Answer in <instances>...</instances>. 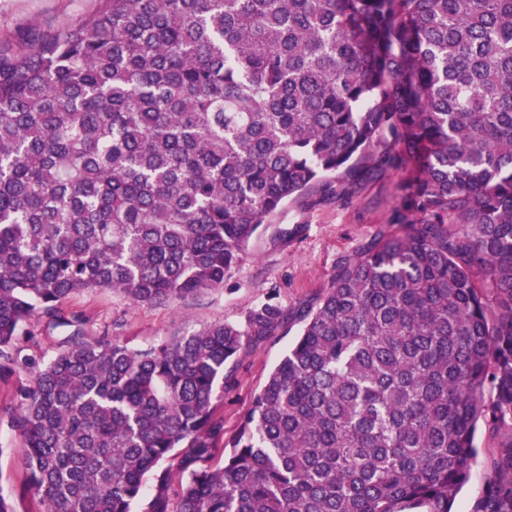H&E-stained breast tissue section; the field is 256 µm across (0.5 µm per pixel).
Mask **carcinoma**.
<instances>
[{"label":"carcinoma","mask_w":512,"mask_h":512,"mask_svg":"<svg viewBox=\"0 0 512 512\" xmlns=\"http://www.w3.org/2000/svg\"><path fill=\"white\" fill-rule=\"evenodd\" d=\"M409 170L224 441L267 299L75 337L7 407L40 512H512V0H92L0 44V370L71 295L220 288L289 202ZM336 176L334 186L330 176ZM394 226L404 229L399 234ZM496 444L495 436L487 427L481 426L476 436V445L479 448L478 458L471 469L469 481L456 497L453 506L455 512H473L475 504L493 478L490 456Z\"/></svg>","instance_id":"carcinoma-1"}]
</instances>
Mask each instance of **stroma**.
<instances>
[{
    "label": "stroma",
    "instance_id": "1",
    "mask_svg": "<svg viewBox=\"0 0 512 512\" xmlns=\"http://www.w3.org/2000/svg\"><path fill=\"white\" fill-rule=\"evenodd\" d=\"M89 6L90 0H0V38L60 25L77 18ZM404 177V172L392 171L363 181L341 199L329 198L314 205L287 204L251 242L247 257L232 269L223 287L178 302L152 304H136L104 288L84 291L62 303L65 324L53 326L44 320H31L17 336L16 346L22 356L40 366L76 333L140 349L214 322L240 321L249 309L270 296L286 314L294 316L326 293L338 259L355 253L379 225L391 219L397 187ZM294 224L304 227L299 237H278V229ZM300 330V323L294 322L288 330H276L241 353L230 381L216 400V411L224 418L225 437L238 431L256 393ZM496 444L488 428H479L478 458L456 497L454 512H473L493 478L490 456ZM23 456L20 440L7 417L0 415V492L10 497L15 512H37V504L21 493Z\"/></svg>",
    "mask_w": 512,
    "mask_h": 512
}]
</instances>
